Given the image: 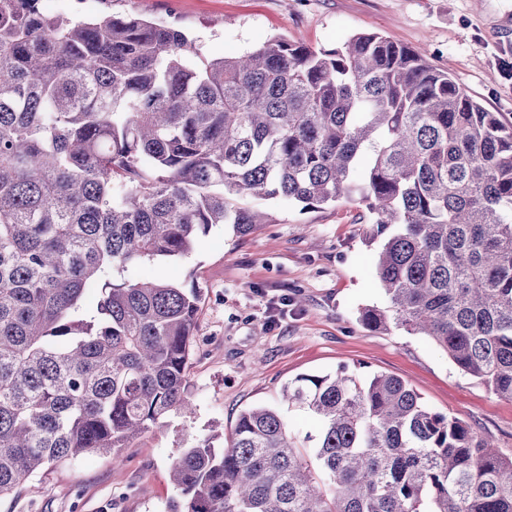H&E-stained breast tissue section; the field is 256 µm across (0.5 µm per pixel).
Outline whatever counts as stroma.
Instances as JSON below:
<instances>
[{
  "label": "stroma",
  "instance_id": "obj_1",
  "mask_svg": "<svg viewBox=\"0 0 512 512\" xmlns=\"http://www.w3.org/2000/svg\"><path fill=\"white\" fill-rule=\"evenodd\" d=\"M113 11L177 23L211 58L241 54L281 37L335 49L376 32L419 48L469 96L512 123V0H112ZM274 223L236 234L216 225L178 261H154L115 274L142 275L202 291L188 395L195 410L171 414L124 449L122 469L89 454L33 478L0 499V512H169V477L179 449L213 438L229 442L239 413L281 406L284 385L339 367L388 374L416 389L434 411L491 437L512 457V401L460 372L427 338L400 329L377 333L358 320L385 306L371 237L355 205L304 210L267 201Z\"/></svg>",
  "mask_w": 512,
  "mask_h": 512
}]
</instances>
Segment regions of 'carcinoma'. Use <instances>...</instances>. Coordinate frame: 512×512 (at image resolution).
I'll return each mask as SVG.
<instances>
[{"label":"carcinoma","mask_w":512,"mask_h":512,"mask_svg":"<svg viewBox=\"0 0 512 512\" xmlns=\"http://www.w3.org/2000/svg\"><path fill=\"white\" fill-rule=\"evenodd\" d=\"M0 0V498L121 451L187 394L201 289L113 274L179 259L244 202L365 208L386 236L372 331L424 336L512 401V124L417 49L275 38L207 59L180 28ZM282 413L172 457L182 512H512V457L391 375H302Z\"/></svg>","instance_id":"carcinoma-1"}]
</instances>
